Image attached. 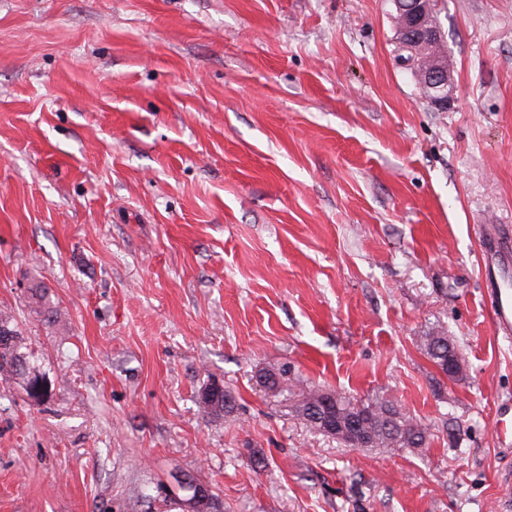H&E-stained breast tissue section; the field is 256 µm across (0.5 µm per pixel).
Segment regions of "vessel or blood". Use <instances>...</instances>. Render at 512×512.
Masks as SVG:
<instances>
[{
    "label": "vessel or blood",
    "instance_id": "b4317fda",
    "mask_svg": "<svg viewBox=\"0 0 512 512\" xmlns=\"http://www.w3.org/2000/svg\"><path fill=\"white\" fill-rule=\"evenodd\" d=\"M485 253V286L493 310L496 335L512 337V299L503 295L507 283L506 270L512 265V226L485 224L480 230Z\"/></svg>",
    "mask_w": 512,
    "mask_h": 512
}]
</instances>
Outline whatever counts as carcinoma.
I'll return each mask as SVG.
<instances>
[{"label":"carcinoma","mask_w":512,"mask_h":512,"mask_svg":"<svg viewBox=\"0 0 512 512\" xmlns=\"http://www.w3.org/2000/svg\"><path fill=\"white\" fill-rule=\"evenodd\" d=\"M425 354L440 370H445L444 361L448 356V334L445 329L435 326L423 337ZM30 375H38L31 364L25 338L17 328L12 315L0 312V380L9 383L17 380L20 370ZM324 390L314 389L309 392L306 401L297 409V414L311 428L319 431L321 427L315 422V412ZM204 412L210 415L227 414L232 408V396L223 391L218 402H201ZM336 419L343 428L356 423L361 430L374 437L373 447L394 451L396 449H416L423 447L426 440L425 426L404 417L390 401L385 399L367 402L353 400L343 394H337Z\"/></svg>","instance_id":"obj_1"}]
</instances>
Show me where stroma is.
Wrapping results in <instances>:
<instances>
[{
  "label": "stroma",
  "mask_w": 512,
  "mask_h": 512,
  "mask_svg": "<svg viewBox=\"0 0 512 512\" xmlns=\"http://www.w3.org/2000/svg\"><path fill=\"white\" fill-rule=\"evenodd\" d=\"M391 13L0 0V311L50 388L0 382V512H183L187 473L221 512H502L512 339L479 227L512 225V0H439L444 112ZM214 379L231 414L199 404ZM317 388L391 400L426 445L312 429ZM449 337L450 336H448L445 329L439 326L432 327L426 336H423L425 354L438 367V369L443 372H447L444 361L448 356ZM463 367L464 363L461 356H454L453 358H450L448 360V378L458 377L461 374Z\"/></svg>",
  "instance_id": "35a3bbf8"
}]
</instances>
